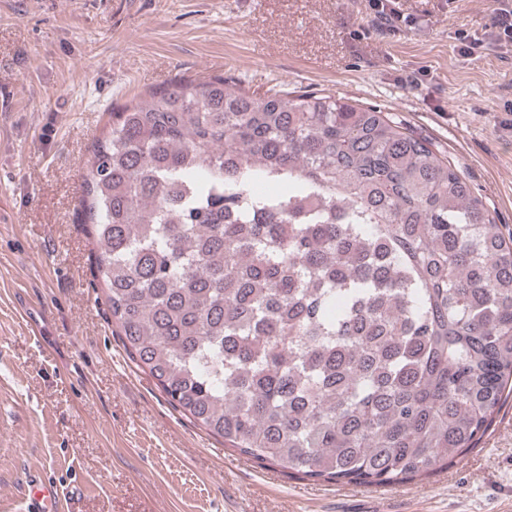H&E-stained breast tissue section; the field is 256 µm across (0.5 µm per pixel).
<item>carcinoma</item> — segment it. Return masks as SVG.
<instances>
[{"label":"carcinoma","mask_w":512,"mask_h":512,"mask_svg":"<svg viewBox=\"0 0 512 512\" xmlns=\"http://www.w3.org/2000/svg\"><path fill=\"white\" fill-rule=\"evenodd\" d=\"M81 211L129 358L241 456L426 480L512 387V239L388 112L181 80L112 113Z\"/></svg>","instance_id":"obj_1"}]
</instances>
